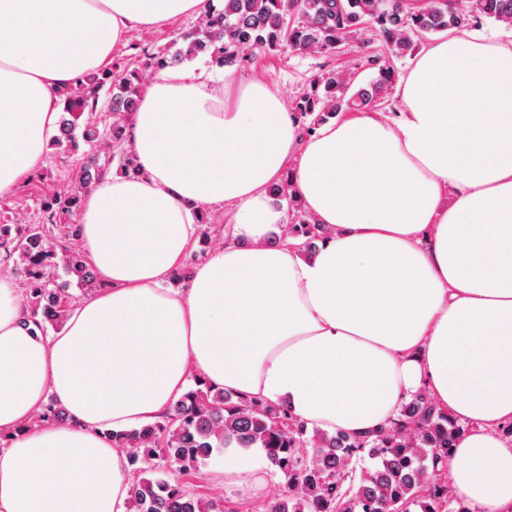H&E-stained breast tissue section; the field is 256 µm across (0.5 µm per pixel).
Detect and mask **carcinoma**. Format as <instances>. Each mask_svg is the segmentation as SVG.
I'll return each instance as SVG.
<instances>
[{
    "label": "carcinoma",
    "instance_id": "cac0c4a2",
    "mask_svg": "<svg viewBox=\"0 0 512 512\" xmlns=\"http://www.w3.org/2000/svg\"><path fill=\"white\" fill-rule=\"evenodd\" d=\"M492 19L512 28V0H223L207 11L182 36L185 47L171 53L152 52L136 44L126 60L78 83L64 93L58 135L52 145L77 150L84 144L92 153L118 160L122 174L137 173L128 149L130 121L141 101L145 72L153 74L187 58L208 56L218 67H231L245 53L293 50L327 54L348 37L371 32L385 55L372 56L378 77L350 92V73L334 67L315 74L310 90L295 99L303 134L316 132L324 117L340 112L374 111L388 97L397 80L394 60L411 56L417 39L426 33L459 34ZM106 170L92 157L83 162L73 182L39 204L38 222H0V261L13 263L29 318L46 334L62 329L76 286L88 293L98 287L94 268L78 244L80 225H60L61 216L80 208V197ZM271 192L294 206L296 223L289 235L295 247L310 253L328 237L325 226L314 223L293 192L289 179ZM64 253L63 267L54 262L55 250ZM69 422L55 401L46 403L37 420ZM462 431L455 418L439 409L421 390L406 401L400 414L359 435L309 428L283 404L236 395L194 380L161 420L139 430L110 432L112 446L125 452L138 477L132 484L134 512H233L190 489L165 479L169 470L187 472L209 458L214 449L234 440L244 448L260 447L286 480V490L273 499L267 512H451L446 483L448 459Z\"/></svg>",
    "mask_w": 512,
    "mask_h": 512
}]
</instances>
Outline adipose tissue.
<instances>
[{"label": "adipose tissue", "instance_id": "obj_1", "mask_svg": "<svg viewBox=\"0 0 512 512\" xmlns=\"http://www.w3.org/2000/svg\"><path fill=\"white\" fill-rule=\"evenodd\" d=\"M205 0H0V192L34 171L63 92L138 27ZM395 115L302 135L267 83L163 70L129 130L138 172L86 189L99 279L63 329L35 334L0 279V512H128L113 431L155 422L200 378L358 434L419 389L469 426L448 461L470 512H512V40L442 35L396 86ZM289 177L327 240L289 247L269 189ZM226 243L165 282L201 210ZM68 424L37 421L48 400ZM254 451L213 468L257 483Z\"/></svg>", "mask_w": 512, "mask_h": 512}]
</instances>
